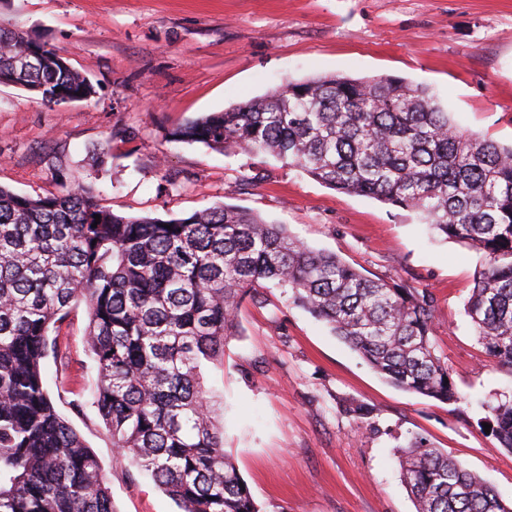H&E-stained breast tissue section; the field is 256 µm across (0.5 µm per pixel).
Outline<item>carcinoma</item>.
<instances>
[{
	"label": "carcinoma",
	"mask_w": 512,
	"mask_h": 512,
	"mask_svg": "<svg viewBox=\"0 0 512 512\" xmlns=\"http://www.w3.org/2000/svg\"><path fill=\"white\" fill-rule=\"evenodd\" d=\"M32 50L44 64L15 76ZM60 57L0 24V84L38 86L54 104L92 97L86 77L56 66ZM172 136L270 154L483 251L488 262L466 312L485 355L512 372V145L460 128L429 87L383 75L290 80ZM266 288L292 292L393 386L459 400L434 347L432 295L372 279L283 224L224 203L167 220L119 215L90 183L63 182L37 197L0 185V512H114L95 455L43 372L46 358L64 359L60 329L81 301L98 378L71 409L93 404L113 447L183 512H260L224 450L200 369L224 361L238 309ZM486 408L493 437L512 450V400ZM399 465L415 512H512V502L423 437L403 447Z\"/></svg>",
	"instance_id": "1"
}]
</instances>
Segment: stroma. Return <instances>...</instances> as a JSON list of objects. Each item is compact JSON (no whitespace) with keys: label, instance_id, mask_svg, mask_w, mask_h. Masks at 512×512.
<instances>
[{"label":"stroma","instance_id":"1","mask_svg":"<svg viewBox=\"0 0 512 512\" xmlns=\"http://www.w3.org/2000/svg\"><path fill=\"white\" fill-rule=\"evenodd\" d=\"M0 21L48 42L95 87L91 99L54 105L0 85L1 185L34 197L90 183L113 212L161 219L234 204L371 278L432 294L455 404L389 384L279 291L242 304L223 363L202 376L261 512H415L398 465L414 435L512 500V451L481 423L482 402L512 396V372L486 357L465 311L486 255L430 240L414 213L274 157L171 138L287 77L338 74L428 85L462 128L511 143L512 0H9ZM86 324L81 304L60 331L67 365L45 361L49 392L96 455L115 512H181L117 453L95 407L71 411L97 378ZM349 399L372 415L355 422Z\"/></svg>","mask_w":512,"mask_h":512}]
</instances>
